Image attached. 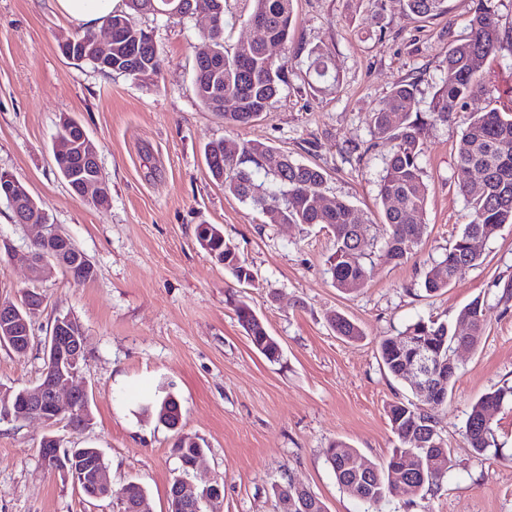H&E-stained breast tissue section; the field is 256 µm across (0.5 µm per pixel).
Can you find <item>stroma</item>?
<instances>
[{"instance_id":"stroma-1","label":"stroma","mask_w":512,"mask_h":512,"mask_svg":"<svg viewBox=\"0 0 512 512\" xmlns=\"http://www.w3.org/2000/svg\"><path fill=\"white\" fill-rule=\"evenodd\" d=\"M292 7L290 41L272 49L288 82L260 120L236 127L195 94L204 16L139 15L162 65L157 76L134 80L63 54L62 40L78 30L56 0H0V171L25 183L49 223L95 267L85 283L59 271L30 283L29 234L0 199V237L14 247L0 256V296L15 298L33 285L45 297L27 353L0 346V385L38 380L49 328L68 314L88 336L83 373L92 412L79 434L37 420L0 423V512H118L133 479L152 512H169V487L182 474L175 444L184 436L204 448L192 479L224 484L221 512H279L272 487L287 481L317 496L327 512H365L337 484L325 450L341 440L379 463L397 447L386 410L414 395L383 366L379 342L421 318L456 323L477 297L486 304L485 332L475 347L457 351L455 378L436 411L448 476L413 504L391 496L382 512H512V408L494 413L497 444L485 454L465 438L471 405L512 383V295L504 288L512 281V224L447 289L430 296L422 288L427 268L470 220L457 188L460 124L424 128L428 199L416 253L398 264L375 252L368 280L350 292L337 290L326 272L333 247L326 228L268 223L225 193L204 157L217 139L262 141L321 168L326 202L346 201L365 222L380 223L379 184L391 146L373 137L372 113L401 80L415 81L416 109L429 112L449 45L469 33L472 0H445L430 19L409 13L404 0H293ZM318 47L329 54L331 76L313 84L307 67ZM480 73L512 99V45L485 59ZM66 117L98 148L108 206L76 199L56 167L53 143ZM200 224L217 226L236 246L254 273L250 284H238L199 246ZM240 300L278 340L279 361L250 342L235 311ZM335 311L360 327L362 339L336 335L328 321ZM167 395L181 407L175 429L140 404ZM49 431L68 447L101 450L111 498L87 499L42 461L39 442Z\"/></svg>"}]
</instances>
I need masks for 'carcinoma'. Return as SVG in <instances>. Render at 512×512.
<instances>
[{
  "mask_svg": "<svg viewBox=\"0 0 512 512\" xmlns=\"http://www.w3.org/2000/svg\"><path fill=\"white\" fill-rule=\"evenodd\" d=\"M249 19L258 22L262 38L230 51L224 47V32L210 36L215 55L196 59L194 88L200 104L224 116V123L246 126L267 111L288 83V71L277 60L268 59L267 44H288L293 11L292 0H250ZM444 0H406L408 10L419 17L437 15ZM128 11L115 14L128 25L122 38L112 42V65L104 67L88 51L93 33L75 38L66 55L79 63H89L106 72L136 78L135 71L153 73L161 66V52L151 32L140 27L134 16L163 13L171 9L169 0H126ZM512 40V33L500 28L494 0H473L470 33L466 39L448 48L447 72L442 80L431 112L430 122H446L458 118L464 125L458 144L456 167L460 179L458 189L466 197L471 221L464 225L441 260L425 273L426 293H438L465 268L478 264L483 244L495 238L502 227L512 224V108H490L484 112L466 111L468 99L477 93L491 96L479 74V64L494 53L501 43ZM416 82L401 80L379 104L371 116L374 136L392 143V152L381 178L379 199L382 224L364 223L354 209L342 200L329 207L315 205L324 174L311 166L291 159L287 154L261 141L238 142L219 139L205 147V158L213 178L224 185V192L247 201L273 224H324L333 237V252L326 260L327 273L340 291L362 286L369 277L373 249L382 248L387 256L400 263L415 251L425 232L423 216L428 187L423 178L421 157L424 121L412 118L415 107ZM235 101L232 112L224 111V101ZM474 176L480 186L469 188ZM238 319L250 336L254 347L267 359L280 356L277 341L251 307L240 301ZM458 321L469 325V334L460 336L446 321L430 318L416 322L395 336L381 340L379 353L388 372L404 378L403 367L410 359L404 337L414 336L428 346L442 364L448 362L459 346L473 347L483 335L485 302L476 298L459 312ZM336 333L348 339L361 336L360 329L340 314L330 316ZM512 404V385L484 394L472 404L465 425L468 445L477 454L495 445L492 421L488 414ZM157 417L173 428L181 418L176 399L167 396L152 402ZM438 403L427 396L416 395V401L389 405L387 416L399 446L382 463H368L365 471L354 470L352 461L358 452L342 440L326 449L337 483L350 495L371 506L379 507L396 490L392 470L396 461H405L409 477L402 488L408 501L442 480L447 471L434 467L433 458L448 457V448L438 429L434 409ZM183 475L191 472L193 456L200 452L193 439L183 438L176 444ZM282 492L303 506L294 512H326L324 503L315 495L303 492L289 482Z\"/></svg>",
  "mask_w": 512,
  "mask_h": 512,
  "instance_id": "obj_1",
  "label": "carcinoma"
}]
</instances>
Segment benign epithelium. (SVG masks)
Returning a JSON list of instances; mask_svg holds the SVG:
<instances>
[{"mask_svg":"<svg viewBox=\"0 0 512 512\" xmlns=\"http://www.w3.org/2000/svg\"><path fill=\"white\" fill-rule=\"evenodd\" d=\"M174 10L205 15L208 18V26L203 31L205 35L221 27V14L218 10L196 9L192 0H179ZM54 150L60 159L79 152L92 162L98 161L97 148L86 134L77 141L69 137H58ZM71 188L74 197L87 203L101 206L111 200V188L98 165L88 167L78 183L71 185ZM0 191L17 210L35 204L26 185L16 177L6 175L1 178ZM26 227L31 232L32 241L38 244V250L28 254L33 278L40 279L55 269L63 271L65 265L76 257L75 243L56 227L32 222L26 224ZM43 303V295L33 291L24 292L18 300L0 297V345L18 351L23 347L29 348L32 339L30 318L40 310ZM86 342L87 336L79 320L70 315L57 317L44 343L45 378L33 388L0 386V423L36 419L49 425L63 422L69 429L76 422L83 428L89 426L90 398L82 382ZM407 346L412 351L410 360L405 364L407 378L412 384L422 386L424 394L436 401H444L445 397L440 392L443 380L435 371L430 351L412 339L407 341ZM41 444L50 446L42 454L44 463L72 482L86 497L104 500L112 496L108 469L101 461H96L88 470H80L71 465L70 455L89 454L94 457V451L80 449L72 453L68 448H61L60 438L51 434L43 436Z\"/></svg>","mask_w":512,"mask_h":512,"instance_id":"1","label":"benign epithelium"}]
</instances>
